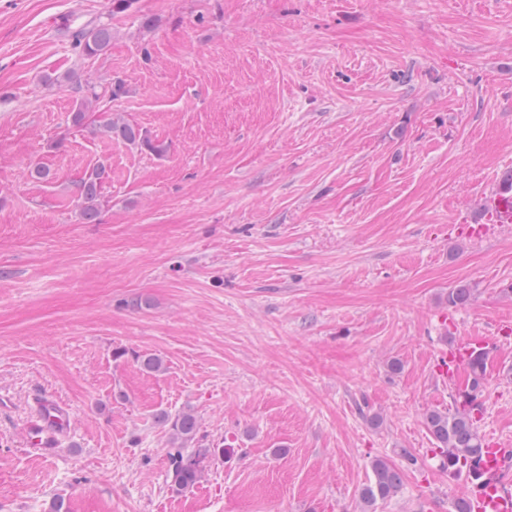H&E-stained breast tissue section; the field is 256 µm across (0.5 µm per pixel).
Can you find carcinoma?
<instances>
[{
  "instance_id": "obj_1",
  "label": "carcinoma",
  "mask_w": 512,
  "mask_h": 512,
  "mask_svg": "<svg viewBox=\"0 0 512 512\" xmlns=\"http://www.w3.org/2000/svg\"><path fill=\"white\" fill-rule=\"evenodd\" d=\"M71 42L84 56L94 57L103 54L112 43V26L109 22L94 20L86 27L71 33ZM128 86L118 80L105 88H98L92 82L84 85V95L70 113L72 125L83 127L92 124V114L105 97L116 99L127 93ZM100 133L107 137L117 136L131 144L140 145L161 155L164 145L152 141L143 131L125 122L109 120L98 125ZM108 177L107 169L100 164L88 172L79 187L77 207L80 218L92 221L101 209L102 185ZM472 298V289L458 285L448 290V304L466 305ZM488 354H478L466 368V380L454 395V408L448 412L433 410L427 415V424L436 441L435 451L440 457L442 468L448 469L451 477L462 476L468 469V461L475 458L482 448V438L478 431L480 416L474 414L473 402L483 390ZM156 422L172 432L168 452V477L170 487L175 492L192 490L201 480L204 461L209 449L203 448L194 455H186L183 448L196 437L199 421L191 411L175 414L160 411L155 415ZM372 479L361 493L362 512H370L377 502L394 496L400 489L402 479L399 468L385 459L376 458L371 462Z\"/></svg>"
}]
</instances>
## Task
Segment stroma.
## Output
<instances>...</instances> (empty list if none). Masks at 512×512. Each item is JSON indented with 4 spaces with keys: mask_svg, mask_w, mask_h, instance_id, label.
I'll return each instance as SVG.
<instances>
[{
    "mask_svg": "<svg viewBox=\"0 0 512 512\" xmlns=\"http://www.w3.org/2000/svg\"><path fill=\"white\" fill-rule=\"evenodd\" d=\"M107 14L109 50L79 54ZM89 78L127 80L112 115L165 153L72 126ZM509 170L512 0H0V512H359L403 448L374 512H454L425 414L454 407L456 333L512 322V224L458 225ZM39 394L73 420L49 458ZM481 401L512 440V334ZM162 409L215 451L186 493ZM71 42L83 56L94 57L103 54L112 43L110 22L94 20L81 30L71 33ZM108 177L107 169L99 164L88 172L79 187L76 206L82 220H95L101 209L102 185ZM372 479L361 493L364 509L374 507L378 501H384L394 496L400 489L402 479L399 468L385 459L376 458L371 462Z\"/></svg>",
    "mask_w": 512,
    "mask_h": 512,
    "instance_id": "obj_1",
    "label": "stroma"
}]
</instances>
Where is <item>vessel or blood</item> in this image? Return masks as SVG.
Instances as JSON below:
<instances>
[{
  "label": "vessel or blood",
  "mask_w": 512,
  "mask_h": 512,
  "mask_svg": "<svg viewBox=\"0 0 512 512\" xmlns=\"http://www.w3.org/2000/svg\"><path fill=\"white\" fill-rule=\"evenodd\" d=\"M482 213V223L467 226V235L483 234L491 224H512V186L500 181L489 189L483 197ZM492 347L487 336L457 337L447 350L440 352L436 371L442 379L454 380L460 367ZM69 429L67 408L52 396H41L30 431L34 449L52 454ZM477 468L480 477L470 482L467 496L470 512H512V441L498 437L486 441Z\"/></svg>",
  "instance_id": "b4317fda"
}]
</instances>
